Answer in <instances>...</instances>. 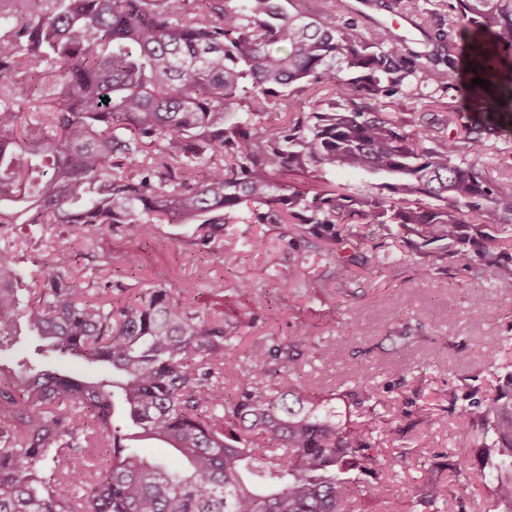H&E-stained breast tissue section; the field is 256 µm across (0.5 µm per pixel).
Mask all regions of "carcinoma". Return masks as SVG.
<instances>
[{
	"instance_id": "cac0c4a2",
	"label": "carcinoma",
	"mask_w": 512,
	"mask_h": 512,
	"mask_svg": "<svg viewBox=\"0 0 512 512\" xmlns=\"http://www.w3.org/2000/svg\"><path fill=\"white\" fill-rule=\"evenodd\" d=\"M28 17L17 21L18 2ZM290 0H0V228L60 224L79 239L119 228L194 224L208 250L227 216L252 206L255 224L373 227L409 240L428 277L449 256L512 288V194L502 198L475 165L512 124V0H449L471 42L475 116L460 141L413 132L380 103L414 76L452 79L453 39L423 48L393 29L370 31L328 0L320 16ZM40 85L29 99L28 81ZM313 84L335 89L328 112H282L279 101ZM30 100L34 119L26 118ZM247 110H242V107ZM369 171L385 193L360 200L306 183L311 168ZM428 197L435 204L423 202ZM21 258L0 250V349L26 326L43 350L103 365L80 377L47 364L0 365V512H346V474L376 472L378 449L361 428L313 400L297 369L302 341H254L235 352L241 326L199 314L166 285L112 304L78 286L71 260H38L40 287L24 285ZM336 361L344 343L325 339ZM460 424L493 449V508L512 512V385L469 406ZM171 448L152 460L132 445ZM95 453L93 472L64 474L59 458ZM80 495L66 492V480ZM424 483L421 501L443 496Z\"/></svg>"
}]
</instances>
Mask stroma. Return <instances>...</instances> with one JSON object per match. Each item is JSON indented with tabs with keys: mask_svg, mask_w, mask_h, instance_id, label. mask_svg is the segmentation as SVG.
<instances>
[{
	"mask_svg": "<svg viewBox=\"0 0 512 512\" xmlns=\"http://www.w3.org/2000/svg\"><path fill=\"white\" fill-rule=\"evenodd\" d=\"M467 84L462 71L448 88L412 77L385 110L400 121L414 113L444 118L443 134L454 139L469 112ZM452 107L458 111L453 119ZM455 160L476 162L503 192L512 191V135L494 139L477 159L459 154ZM27 232L24 225H6L0 229V248L31 260L59 251L75 256L76 279L91 292L127 298L173 283L194 309L243 323L247 340L344 341L347 354L337 363L308 353L298 366L300 380L316 399L339 394L336 407L352 421L375 414L389 427L373 445L381 450V479L391 500L408 503L412 512H492L493 481L480 475L483 451L464 436L459 420L471 398H486L493 386L512 380V288L497 287L481 269L447 258L421 278L400 237L379 231L371 243L359 246L340 224L329 241L305 224L250 223L245 208L232 214L211 252L196 244L189 224L157 225L147 239L104 229L73 241L56 227L35 241ZM259 235L265 248L251 250L250 239ZM358 248L376 253L379 264L339 274L332 251L348 255ZM228 251L238 257L230 267L224 264ZM291 275L299 278L300 288L285 289ZM241 282L250 284V292L238 291ZM405 330L414 335L412 344L400 341ZM484 336L501 340L496 361H487L479 345ZM368 385L377 401L371 414L362 404ZM430 476L445 485L459 476L471 479L477 492L461 500L447 494L419 503L418 487Z\"/></svg>",
	"mask_w": 512,
	"mask_h": 512,
	"instance_id": "1",
	"label": "stroma"
}]
</instances>
